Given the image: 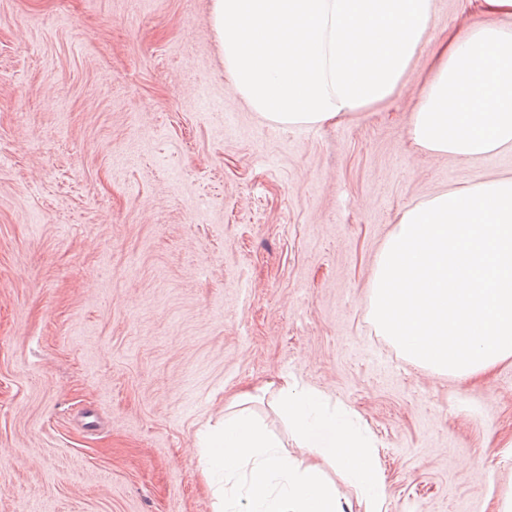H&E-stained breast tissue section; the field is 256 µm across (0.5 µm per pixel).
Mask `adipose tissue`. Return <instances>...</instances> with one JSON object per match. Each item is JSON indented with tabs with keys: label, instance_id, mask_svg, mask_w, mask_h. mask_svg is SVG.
<instances>
[{
	"label": "adipose tissue",
	"instance_id": "ef3b65f1",
	"mask_svg": "<svg viewBox=\"0 0 512 512\" xmlns=\"http://www.w3.org/2000/svg\"><path fill=\"white\" fill-rule=\"evenodd\" d=\"M475 8L478 22L434 49L432 0H212V20L236 91L289 126L330 124L387 101L429 52L412 138L469 158L512 147V0ZM198 446L214 512H383L367 439L320 391L288 376L231 396L223 427L201 433ZM330 468L354 498L339 494Z\"/></svg>",
	"mask_w": 512,
	"mask_h": 512
}]
</instances>
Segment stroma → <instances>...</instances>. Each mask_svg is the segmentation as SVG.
Wrapping results in <instances>:
<instances>
[{"label":"stroma","instance_id":"stroma-1","mask_svg":"<svg viewBox=\"0 0 512 512\" xmlns=\"http://www.w3.org/2000/svg\"><path fill=\"white\" fill-rule=\"evenodd\" d=\"M434 6V42L476 15ZM426 71L285 127L234 89L211 0H0V512H212L199 430L282 374L350 412L386 512H496L512 362L442 375L369 316L404 211L512 178V148L413 143Z\"/></svg>","mask_w":512,"mask_h":512}]
</instances>
